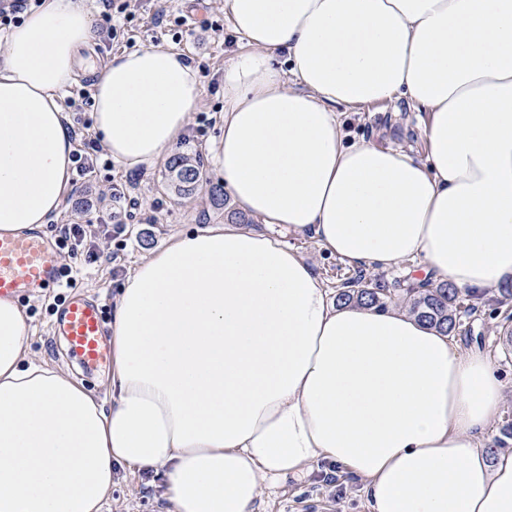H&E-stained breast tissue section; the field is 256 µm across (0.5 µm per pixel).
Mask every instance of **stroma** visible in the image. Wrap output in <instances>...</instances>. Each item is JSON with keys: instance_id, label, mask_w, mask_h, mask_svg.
<instances>
[{"instance_id": "1", "label": "stroma", "mask_w": 512, "mask_h": 512, "mask_svg": "<svg viewBox=\"0 0 512 512\" xmlns=\"http://www.w3.org/2000/svg\"><path fill=\"white\" fill-rule=\"evenodd\" d=\"M172 48L181 51L198 67L203 85L201 102L192 112L181 136L177 153L200 158L207 185L221 184L213 164L211 140L219 131L224 112V67L245 44L231 30L224 14V0H137L131 22L124 26L121 40L96 37V62L142 47ZM426 113L416 111L405 100L371 106L362 112L342 116L341 131L347 141L366 140L380 146H399L416 156L425 150ZM165 161L134 169L121 164L96 165L92 172L73 176L72 187L61 210L44 232L55 238L65 224L83 225L88 240L94 241L101 259L88 264L60 251L62 264L72 266L75 291L97 297L104 308L131 271L151 252L165 247L178 232L224 223L223 210L213 208L205 195L177 196L166 179ZM294 244L328 288H336L355 275L354 267L320 251L309 239ZM54 291L22 299L30 313L28 345L31 354L50 366H71L66 344L53 335L51 325L60 305ZM467 310L452 338L467 348L473 345L489 355L503 383L504 397L492 419L488 434L490 447L512 451V438L502 429L512 423V296L500 289L484 299L464 296ZM361 481L347 473L327 475L322 465L302 478L288 479L271 496L264 512H369ZM112 512H161L146 476L120 472L110 493Z\"/></svg>"}]
</instances>
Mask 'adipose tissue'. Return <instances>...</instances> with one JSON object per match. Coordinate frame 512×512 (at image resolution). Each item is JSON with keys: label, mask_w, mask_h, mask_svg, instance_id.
<instances>
[{"label": "adipose tissue", "mask_w": 512, "mask_h": 512, "mask_svg": "<svg viewBox=\"0 0 512 512\" xmlns=\"http://www.w3.org/2000/svg\"><path fill=\"white\" fill-rule=\"evenodd\" d=\"M213 159L240 211L348 265L474 297L512 283V0H224ZM0 53V236L49 224L71 183L61 105L97 70L94 130L128 168L164 158L202 98L181 52L84 57V0H45ZM406 99L425 155L346 141L339 108ZM109 399L33 360L0 299V512H103L119 471L166 512H263L318 461L370 512H512V451L483 446L503 397L488 355L400 306L337 305L298 248L217 224L175 235L112 299Z\"/></svg>", "instance_id": "ef3b65f1"}]
</instances>
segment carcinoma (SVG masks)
<instances>
[{"instance_id":"1","label":"carcinoma","mask_w":512,"mask_h":512,"mask_svg":"<svg viewBox=\"0 0 512 512\" xmlns=\"http://www.w3.org/2000/svg\"><path fill=\"white\" fill-rule=\"evenodd\" d=\"M199 167V161L185 155L174 156L167 162V179L177 195L189 198L202 189ZM395 300L390 289L371 280L367 282L362 275L343 283L336 290V302L344 305L385 309ZM396 301L439 332L449 335L456 330L460 294L447 282L428 279L415 288L404 289L402 298Z\"/></svg>"}]
</instances>
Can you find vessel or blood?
I'll list each match as a JSON object with an SVG mask.
<instances>
[{
	"mask_svg": "<svg viewBox=\"0 0 512 512\" xmlns=\"http://www.w3.org/2000/svg\"><path fill=\"white\" fill-rule=\"evenodd\" d=\"M56 245L36 231L0 237V298L33 296L60 285ZM64 336L71 358L88 368L110 357L102 307L92 297L71 293L54 325Z\"/></svg>",
	"mask_w": 512,
	"mask_h": 512,
	"instance_id": "obj_1",
	"label": "vessel or blood"
}]
</instances>
